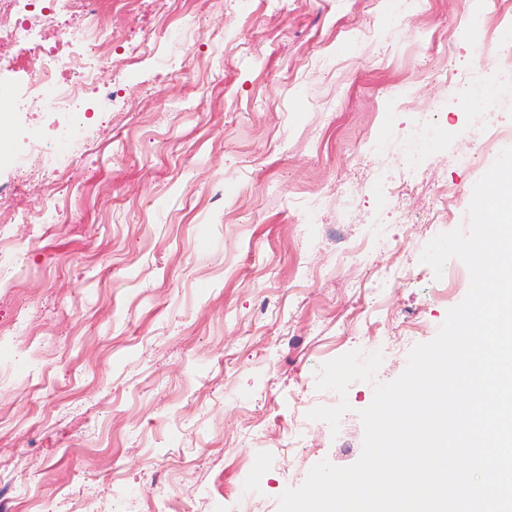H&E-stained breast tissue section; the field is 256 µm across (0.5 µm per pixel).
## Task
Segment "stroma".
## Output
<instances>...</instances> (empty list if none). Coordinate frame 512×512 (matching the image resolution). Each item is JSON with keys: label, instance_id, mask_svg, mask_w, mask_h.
Returning a JSON list of instances; mask_svg holds the SVG:
<instances>
[{"label": "stroma", "instance_id": "35a3bbf8", "mask_svg": "<svg viewBox=\"0 0 512 512\" xmlns=\"http://www.w3.org/2000/svg\"><path fill=\"white\" fill-rule=\"evenodd\" d=\"M139 3L112 22L157 40L168 77L100 72L91 125L58 149L55 219L0 226L17 250L0 273V505L279 512L315 464L362 453L373 383L350 385L334 431L307 417L342 399L317 390L320 366L378 351L376 381L395 380L469 290L462 261L439 279L420 257L468 223L434 217L438 181L472 196L503 148L431 80L478 44L451 0ZM341 228L368 261L337 258Z\"/></svg>", "mask_w": 512, "mask_h": 512}]
</instances>
